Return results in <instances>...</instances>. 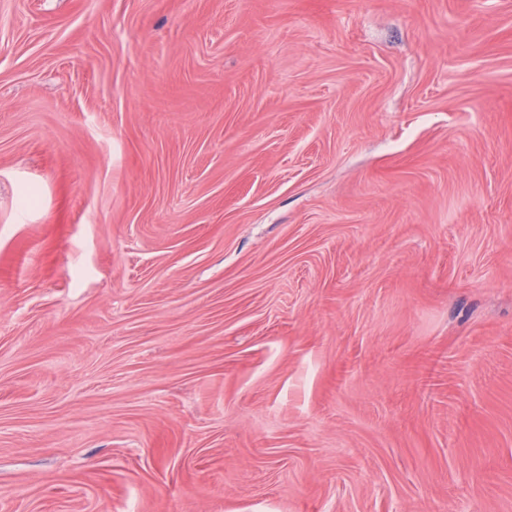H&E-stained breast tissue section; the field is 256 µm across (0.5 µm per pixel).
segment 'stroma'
<instances>
[{
    "label": "stroma",
    "mask_w": 512,
    "mask_h": 512,
    "mask_svg": "<svg viewBox=\"0 0 512 512\" xmlns=\"http://www.w3.org/2000/svg\"><path fill=\"white\" fill-rule=\"evenodd\" d=\"M0 512H512V0H0Z\"/></svg>",
    "instance_id": "obj_1"
}]
</instances>
